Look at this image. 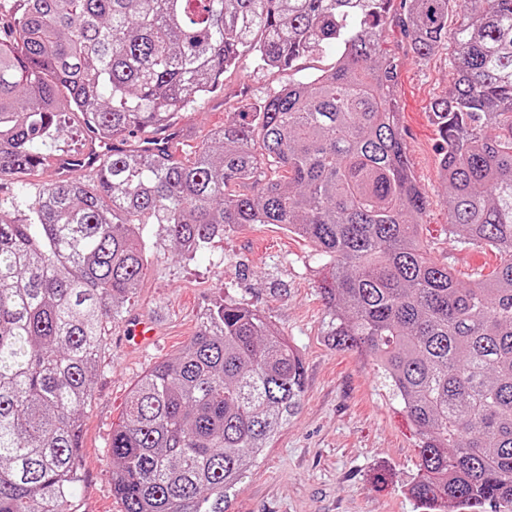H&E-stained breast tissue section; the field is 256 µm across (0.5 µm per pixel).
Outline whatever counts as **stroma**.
<instances>
[{"label": "stroma", "mask_w": 512, "mask_h": 512, "mask_svg": "<svg viewBox=\"0 0 512 512\" xmlns=\"http://www.w3.org/2000/svg\"><path fill=\"white\" fill-rule=\"evenodd\" d=\"M381 48L399 59L400 126L412 173L427 198L421 236L433 257L468 283L477 273L492 270L499 257L489 248L461 243L448 231L439 136L429 112L432 101L452 84L448 52L416 60L394 23L386 26ZM335 64L332 49L308 56L292 70L267 69L242 54L224 74L223 94L178 115L177 124L193 132L181 145V157L194 156L213 129L238 118L247 101ZM90 176L85 168L61 172L48 162L20 176H0V199L23 183L38 188L61 178L84 182ZM148 243L153 258L127 311L129 317L156 321L160 335L145 347L126 336V320L107 326L92 399L80 415V482L71 512H123L112 492V429L143 373L177 356L206 310L226 297L265 313L304 365L296 416L247 472L230 498V512H417L406 494L419 461L416 430L371 359L356 350L336 349L329 341V314L319 293L328 269L308 241L276 224H247L189 259L178 255L154 224Z\"/></svg>", "instance_id": "1"}]
</instances>
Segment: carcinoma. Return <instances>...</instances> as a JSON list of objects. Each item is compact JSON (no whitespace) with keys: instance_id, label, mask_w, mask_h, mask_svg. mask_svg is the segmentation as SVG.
Listing matches in <instances>:
<instances>
[{"instance_id":"carcinoma-1","label":"carcinoma","mask_w":512,"mask_h":512,"mask_svg":"<svg viewBox=\"0 0 512 512\" xmlns=\"http://www.w3.org/2000/svg\"><path fill=\"white\" fill-rule=\"evenodd\" d=\"M401 3L415 58L450 55L430 106L450 232L500 256L467 285L421 240L398 60L379 49L394 0H0L1 176L43 164L72 112L125 140L216 93L245 52L271 69L337 54L191 159L129 148L89 183L0 199V512H69L104 324L147 270L149 224L189 257L243 224L309 241L330 265L327 336L372 359L416 428L417 509L512 512V0ZM303 393L276 325L214 303L112 429L124 512H226Z\"/></svg>"}]
</instances>
